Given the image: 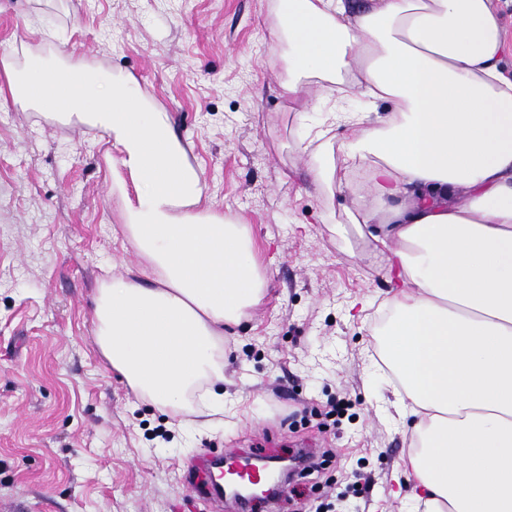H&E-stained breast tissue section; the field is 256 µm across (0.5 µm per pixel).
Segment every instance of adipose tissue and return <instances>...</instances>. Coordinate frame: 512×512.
I'll list each match as a JSON object with an SVG mask.
<instances>
[{
    "instance_id": "1",
    "label": "adipose tissue",
    "mask_w": 512,
    "mask_h": 512,
    "mask_svg": "<svg viewBox=\"0 0 512 512\" xmlns=\"http://www.w3.org/2000/svg\"><path fill=\"white\" fill-rule=\"evenodd\" d=\"M500 0H277L288 80L312 112L354 127L340 163L364 171L350 214L397 282L381 336L416 484L412 512H512V79ZM13 103L107 134L138 269L102 283L95 336L108 365L164 413L224 412V328L261 304L246 223L202 203L168 113L134 78L29 59L0 68ZM365 107L346 111L342 102ZM389 109L378 113L379 103Z\"/></svg>"
}]
</instances>
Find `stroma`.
<instances>
[{"instance_id":"35a3bbf8","label":"stroma","mask_w":512,"mask_h":512,"mask_svg":"<svg viewBox=\"0 0 512 512\" xmlns=\"http://www.w3.org/2000/svg\"><path fill=\"white\" fill-rule=\"evenodd\" d=\"M274 0H0V52L74 58L169 113L212 208L246 217L268 293L227 352L225 399L184 429L139 400L94 336L100 284L137 269L111 139L0 105V512H173L190 462L238 444L260 458L333 449L255 512H409L397 475L409 438L378 362L376 317L392 288L358 238L351 193L316 188L297 145L321 120L314 83L284 94Z\"/></svg>"}]
</instances>
